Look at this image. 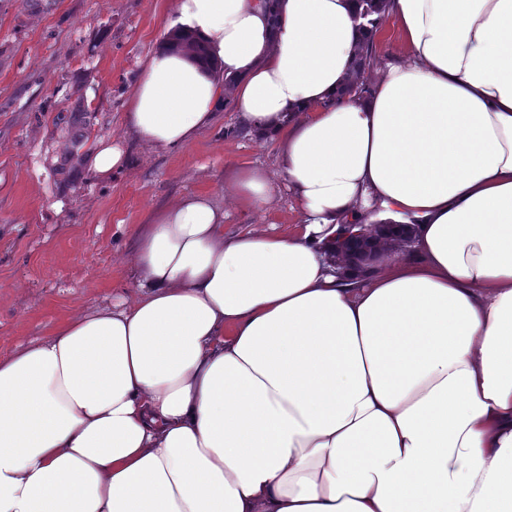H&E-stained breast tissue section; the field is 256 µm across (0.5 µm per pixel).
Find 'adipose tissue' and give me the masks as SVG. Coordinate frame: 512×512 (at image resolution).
I'll list each match as a JSON object with an SVG mask.
<instances>
[{"label":"adipose tissue","instance_id":"1","mask_svg":"<svg viewBox=\"0 0 512 512\" xmlns=\"http://www.w3.org/2000/svg\"><path fill=\"white\" fill-rule=\"evenodd\" d=\"M356 4L171 0L129 129L182 149L232 102L279 168L225 190L304 221L152 210L128 299L0 359V512H512V0H389L407 60L350 96ZM372 207L413 252L337 276Z\"/></svg>","mask_w":512,"mask_h":512}]
</instances>
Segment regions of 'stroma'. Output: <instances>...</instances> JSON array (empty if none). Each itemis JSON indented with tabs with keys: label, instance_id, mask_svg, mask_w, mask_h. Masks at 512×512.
I'll return each instance as SVG.
<instances>
[{
	"label": "stroma",
	"instance_id": "obj_1",
	"mask_svg": "<svg viewBox=\"0 0 512 512\" xmlns=\"http://www.w3.org/2000/svg\"><path fill=\"white\" fill-rule=\"evenodd\" d=\"M167 2L0 0V358L129 295L137 224L183 193L210 194L232 232L285 233L301 221L286 189L261 212L241 210L225 192L226 165L278 171L274 142L234 135L233 106L184 149L149 148L128 133L138 62L162 31ZM405 59L394 22L384 20L366 80ZM76 93L93 110L91 141L128 152L110 181L92 179L80 163L69 181L58 173L68 139L60 115Z\"/></svg>",
	"mask_w": 512,
	"mask_h": 512
}]
</instances>
